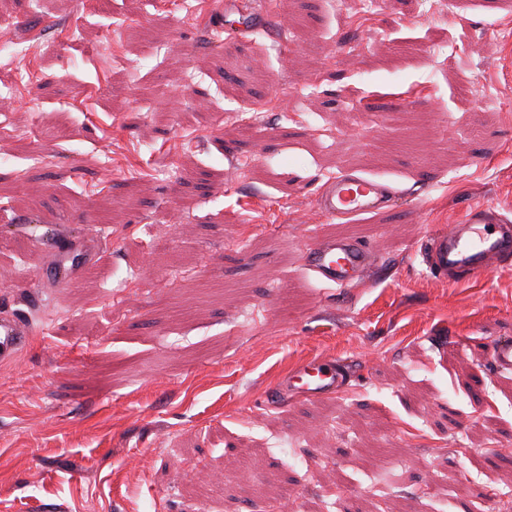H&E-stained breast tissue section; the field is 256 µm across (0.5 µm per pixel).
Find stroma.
I'll return each mask as SVG.
<instances>
[{
  "label": "stroma",
  "mask_w": 512,
  "mask_h": 512,
  "mask_svg": "<svg viewBox=\"0 0 512 512\" xmlns=\"http://www.w3.org/2000/svg\"><path fill=\"white\" fill-rule=\"evenodd\" d=\"M0 0V512H512V265L433 279L420 248L512 221V0ZM490 89L480 111L458 79ZM353 171L388 210L328 220ZM98 233L65 288L41 234ZM347 238L339 288L302 246ZM352 381L270 400L313 358ZM223 6L224 14L238 13L242 17V24L244 25L224 29L226 43H232L234 40L244 38L264 26V17L254 12L248 4L241 2V0L221 1V9H223ZM395 202V191L373 178L345 173L328 181L315 197V206L328 219L378 212ZM305 265L318 279L339 288L368 279L375 263L368 248L351 239H324L308 245ZM33 328L30 323L14 314L2 312L0 316V364L16 360L27 347ZM489 357L496 373H512V341L510 339L498 340L492 343L489 349Z\"/></svg>",
  "instance_id": "stroma-1"
}]
</instances>
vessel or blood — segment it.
I'll return each mask as SVG.
<instances>
[{"instance_id": "b4317fda", "label": "vessel or blood", "mask_w": 512, "mask_h": 512, "mask_svg": "<svg viewBox=\"0 0 512 512\" xmlns=\"http://www.w3.org/2000/svg\"><path fill=\"white\" fill-rule=\"evenodd\" d=\"M225 12L239 14L242 26L225 29L226 42L244 38L263 27L265 19L245 0H223ZM395 191L381 181L345 174L328 181L315 197V206L329 219L372 213L391 208ZM99 249L97 237L85 235L66 250L46 256L38 270L43 284L62 288L72 284L78 266L69 262L72 254L94 257ZM421 262L438 278L453 277L466 282L484 274L492 264L512 261V225L501 220L488 207L473 208L459 224L441 227L429 234L420 249ZM305 265L321 281L348 287L354 280L367 279L374 266L368 248L351 239H324L308 245ZM33 329L16 315H0V364L16 360L27 347ZM496 373H512V341L498 340L489 349ZM342 381L338 367L320 358L299 365L285 383L305 398L331 395Z\"/></svg>"}]
</instances>
